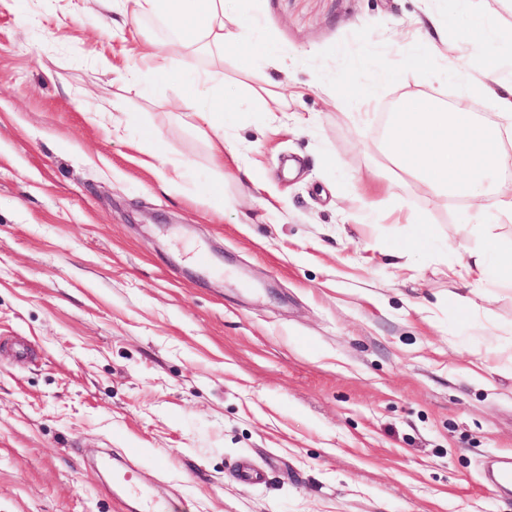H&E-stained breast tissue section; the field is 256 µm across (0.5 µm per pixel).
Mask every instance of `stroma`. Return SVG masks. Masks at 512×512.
<instances>
[{
	"label": "stroma",
	"mask_w": 512,
	"mask_h": 512,
	"mask_svg": "<svg viewBox=\"0 0 512 512\" xmlns=\"http://www.w3.org/2000/svg\"><path fill=\"white\" fill-rule=\"evenodd\" d=\"M82 5L0 0V512H126V474L171 512H512V488L481 476L512 453V282L458 276L487 238L512 251V221L470 224L465 202L390 182L378 135L411 97L496 121L463 91L484 79L469 20L501 31L512 84V0H239L288 70L243 49L180 66L223 69L224 138L267 190L229 162L214 176L178 79L132 78L167 23L110 30ZM429 11L458 46L429 64L462 83L383 80ZM354 84L374 88L365 115L327 106ZM279 85L283 111H235ZM181 161L188 178L162 183ZM131 448L129 470L82 457ZM245 457L264 484L238 480Z\"/></svg>",
	"instance_id": "1"
}]
</instances>
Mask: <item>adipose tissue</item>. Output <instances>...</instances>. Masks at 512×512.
<instances>
[{"label":"adipose tissue","mask_w":512,"mask_h":512,"mask_svg":"<svg viewBox=\"0 0 512 512\" xmlns=\"http://www.w3.org/2000/svg\"><path fill=\"white\" fill-rule=\"evenodd\" d=\"M229 9L227 0H120L116 7L123 22L159 16L177 31V42L144 54L148 71L161 78L172 73L175 56L191 47L220 55L236 49L240 43L250 42L258 47V63H272L274 50L258 22L227 27L224 19ZM440 31L441 24L435 19L421 28L419 37L424 52L411 58L405 69L388 72V79L404 81L424 70L434 82L447 81V69L426 66L428 53L452 50L446 40L440 39ZM183 81L184 121L207 141L215 171L223 173L225 159L237 157L235 150L227 149L224 144L226 115L219 102L224 90V72L213 68L188 73ZM499 105L502 112L489 125L460 108L451 110L432 104L411 109L399 104L384 143V153L398 169L411 173L420 189L465 199L468 223L512 220V187L500 181L502 144L512 141V89L500 97ZM505 271L512 273V252H503L491 243L469 251L459 275L494 284Z\"/></svg>","instance_id":"adipose-tissue-1"}]
</instances>
